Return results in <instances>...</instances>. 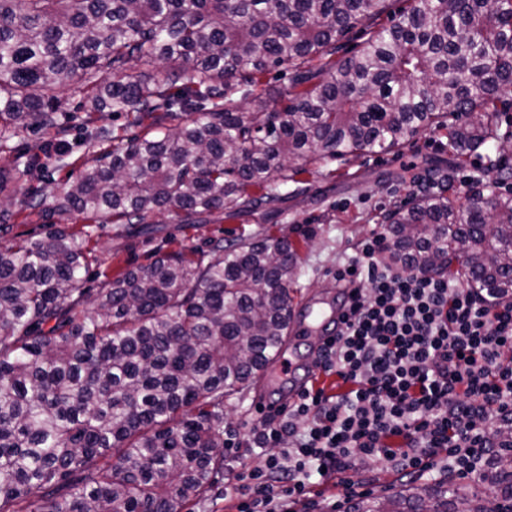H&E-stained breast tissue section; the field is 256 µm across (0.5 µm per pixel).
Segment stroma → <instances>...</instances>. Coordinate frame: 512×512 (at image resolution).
<instances>
[{
	"label": "stroma",
	"mask_w": 512,
	"mask_h": 512,
	"mask_svg": "<svg viewBox=\"0 0 512 512\" xmlns=\"http://www.w3.org/2000/svg\"><path fill=\"white\" fill-rule=\"evenodd\" d=\"M446 135L425 130L410 139L397 153L365 154L344 159H324L301 174L298 182L279 186L282 196L273 218L256 213L227 217L213 214L209 223H178L176 216L153 217L155 233L121 230L116 224L85 225L80 216L45 218L31 214L0 234V252L14 237L42 235L50 227L72 231L89 230L96 261H109L121 267L150 263L156 255L181 248H206L209 240L252 241L264 234H284L298 253L300 275L294 295L295 307L336 298L334 272L339 262L352 257L358 244L379 230L383 214L403 205L416 192L432 162L442 158ZM288 391L287 384L274 374L263 375L253 385L224 402V436L238 445L224 451L225 471L239 470L255 463L257 455L246 448L248 431L260 419L254 409L257 396L278 399ZM353 484L356 500L383 497L399 490L403 482L389 463L378 461L338 474L335 484L324 486L316 503L323 512H346L350 500L345 484Z\"/></svg>",
	"instance_id": "stroma-1"
}]
</instances>
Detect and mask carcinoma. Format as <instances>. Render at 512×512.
<instances>
[{"label":"carcinoma","mask_w":512,"mask_h":512,"mask_svg":"<svg viewBox=\"0 0 512 512\" xmlns=\"http://www.w3.org/2000/svg\"><path fill=\"white\" fill-rule=\"evenodd\" d=\"M408 2L384 25L386 0H0V142L66 134L67 91L92 148L74 178L25 153L0 168V231L20 190L91 224H200L274 209L278 185L322 155L398 152L430 129L452 164L512 135L495 120L512 93V0ZM359 26L361 47L338 55ZM270 69L288 70V102L251 112L239 101ZM107 111L125 126L97 124ZM434 172L384 216L387 261L463 254V282L511 299L512 194L460 207ZM91 253L63 229L0 253V512L203 507L224 495V397L288 337L296 246L213 239L99 288ZM490 473L492 499L433 485L347 512H512V462Z\"/></svg>","instance_id":"carcinoma-1"}]
</instances>
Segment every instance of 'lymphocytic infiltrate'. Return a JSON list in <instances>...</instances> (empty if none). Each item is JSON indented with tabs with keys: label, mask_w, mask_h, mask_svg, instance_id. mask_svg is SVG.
<instances>
[{
	"label": "lymphocytic infiltrate",
	"mask_w": 512,
	"mask_h": 512,
	"mask_svg": "<svg viewBox=\"0 0 512 512\" xmlns=\"http://www.w3.org/2000/svg\"><path fill=\"white\" fill-rule=\"evenodd\" d=\"M389 245L372 234L337 265L355 300L316 363L338 390L309 388L253 425L258 460L224 486L237 512H311L313 485L359 461L429 476L444 454L477 479L493 461V424L512 421V302L388 264Z\"/></svg>",
	"instance_id": "obj_1"
}]
</instances>
